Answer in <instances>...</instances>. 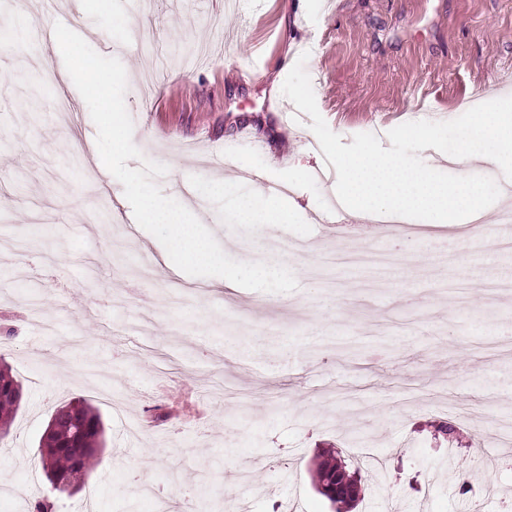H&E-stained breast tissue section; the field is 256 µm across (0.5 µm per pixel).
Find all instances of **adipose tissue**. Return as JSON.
Here are the masks:
<instances>
[{"mask_svg":"<svg viewBox=\"0 0 512 512\" xmlns=\"http://www.w3.org/2000/svg\"><path fill=\"white\" fill-rule=\"evenodd\" d=\"M456 161L512 166V96L501 98L494 112H479L458 137ZM336 196L345 213L359 221L386 218L401 222L417 211L430 210L439 224H465L487 218L481 187L464 180L441 184L425 170L402 160L366 154L346 160L336 181Z\"/></svg>","mask_w":512,"mask_h":512,"instance_id":"adipose-tissue-1","label":"adipose tissue"}]
</instances>
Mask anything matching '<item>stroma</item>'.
<instances>
[{
  "mask_svg": "<svg viewBox=\"0 0 512 512\" xmlns=\"http://www.w3.org/2000/svg\"><path fill=\"white\" fill-rule=\"evenodd\" d=\"M73 29L127 73L125 104L143 158L165 164L163 195L193 193L230 257L253 260L252 224L232 223L245 181L213 184L226 162L288 186L284 263L296 291L231 292L160 266V242L132 220L121 183L97 172L88 107L43 31ZM0 356L23 406L0 438V512L53 497L38 440L81 398L106 446L94 478L55 512H333L312 468L334 451L357 474L352 512H495L512 497V251L437 226L333 214L325 169L381 152L439 181L481 183L448 153L449 129L499 107L512 74V0H0ZM147 26L152 47L133 31ZM206 46V56L183 53ZM348 248L377 266L324 265ZM456 432L443 439L438 422ZM157 495V496H158Z\"/></svg>",
  "mask_w": 512,
  "mask_h": 512,
  "instance_id": "stroma-1",
  "label": "stroma"
}]
</instances>
